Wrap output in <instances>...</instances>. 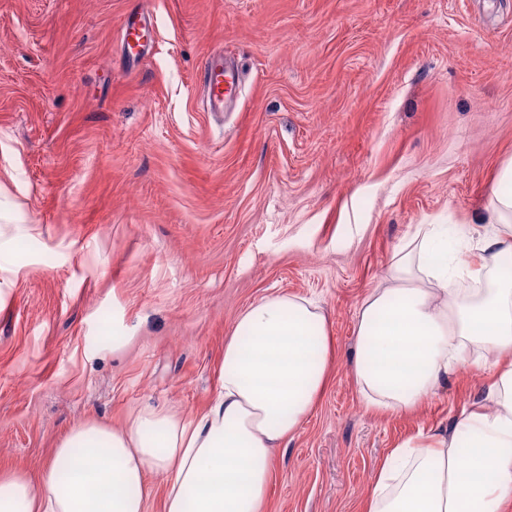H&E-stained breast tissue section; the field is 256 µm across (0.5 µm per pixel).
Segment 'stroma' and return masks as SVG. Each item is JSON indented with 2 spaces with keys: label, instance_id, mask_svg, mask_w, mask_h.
<instances>
[{
  "label": "stroma",
  "instance_id": "1",
  "mask_svg": "<svg viewBox=\"0 0 512 512\" xmlns=\"http://www.w3.org/2000/svg\"><path fill=\"white\" fill-rule=\"evenodd\" d=\"M158 34L128 66V16ZM221 49L237 100L208 112ZM512 160V0H0V467L72 427L189 416L239 313L288 293L329 321L332 380L275 449L268 512H361L377 467L452 429L490 373L376 416L350 376L363 296L420 224L478 226ZM120 347H113V337Z\"/></svg>",
  "mask_w": 512,
  "mask_h": 512
}]
</instances>
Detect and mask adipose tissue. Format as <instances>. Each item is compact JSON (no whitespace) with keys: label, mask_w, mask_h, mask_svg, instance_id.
I'll list each match as a JSON object with an SVG mask.
<instances>
[{"label":"adipose tissue","mask_w":512,"mask_h":512,"mask_svg":"<svg viewBox=\"0 0 512 512\" xmlns=\"http://www.w3.org/2000/svg\"><path fill=\"white\" fill-rule=\"evenodd\" d=\"M490 231L422 224L389 285L359 305L350 360L369 411L405 415L449 374L490 366L486 404L453 433L421 431L378 468L364 512H512V163L498 172ZM471 288H463V281ZM334 344L312 301L278 294L224 339L218 389L191 416L145 407L120 428L70 429L36 474L0 468V512H267L274 449L287 447L330 383Z\"/></svg>","instance_id":"1"}]
</instances>
